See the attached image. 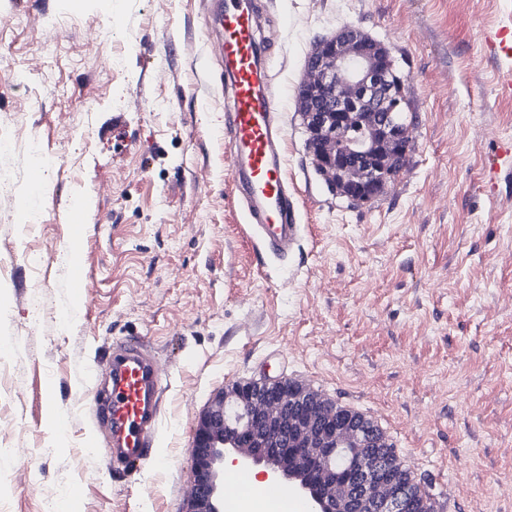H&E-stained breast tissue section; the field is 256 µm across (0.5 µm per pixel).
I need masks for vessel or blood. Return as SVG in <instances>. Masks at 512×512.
Returning a JSON list of instances; mask_svg holds the SVG:
<instances>
[{"mask_svg": "<svg viewBox=\"0 0 512 512\" xmlns=\"http://www.w3.org/2000/svg\"><path fill=\"white\" fill-rule=\"evenodd\" d=\"M213 32L224 67V133L230 146L234 190L259 252L277 257L293 251L302 227L288 191L278 95L257 38L261 11L255 0H210ZM512 166V143L487 171L484 187L495 193L502 167ZM107 389H93L99 425L112 439L102 456L108 466L128 468L152 448L159 423L162 367L143 344L113 348L103 368Z\"/></svg>", "mask_w": 512, "mask_h": 512, "instance_id": "obj_1", "label": "vessel or blood"}]
</instances>
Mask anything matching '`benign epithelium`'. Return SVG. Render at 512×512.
Here are the masks:
<instances>
[{
  "mask_svg": "<svg viewBox=\"0 0 512 512\" xmlns=\"http://www.w3.org/2000/svg\"><path fill=\"white\" fill-rule=\"evenodd\" d=\"M393 66L388 50L353 26L319 39L305 62L298 108L312 124L309 152L328 184L361 205L388 189L411 143L401 116L407 87L391 85ZM230 403L245 426L229 423ZM340 432L352 442L372 441L335 404L286 377L242 380L216 392L194 429V489L184 512H224L228 453L242 463H263L287 488L305 491L314 512H349L338 498L341 485L331 464ZM393 457L361 456L344 485L364 473L378 512H411L398 481L404 470Z\"/></svg>",
  "mask_w": 512,
  "mask_h": 512,
  "instance_id": "benign-epithelium-1",
  "label": "benign epithelium"
}]
</instances>
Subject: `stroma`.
Masks as SVG:
<instances>
[{"label": "stroma", "mask_w": 512, "mask_h": 512, "mask_svg": "<svg viewBox=\"0 0 512 512\" xmlns=\"http://www.w3.org/2000/svg\"><path fill=\"white\" fill-rule=\"evenodd\" d=\"M263 3L303 226L283 260L233 194L205 0H0V136L24 125L55 160L32 203L26 146L0 151V512H182L213 393L282 376L377 418L439 512H512V177L483 190L512 143V60L484 37L512 0ZM347 24L388 49L414 115L363 206L315 170L297 107L315 41ZM130 339L165 372L168 462L111 469L88 374ZM499 160L491 165L487 171L484 187L487 193L493 195L498 186L499 174L502 167L512 166V143L508 142L499 154Z\"/></svg>", "instance_id": "1"}]
</instances>
